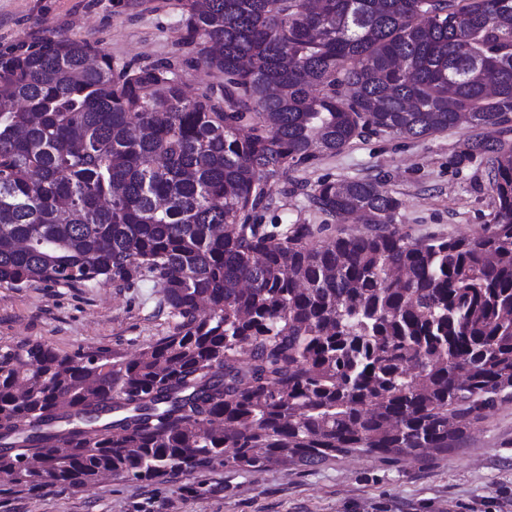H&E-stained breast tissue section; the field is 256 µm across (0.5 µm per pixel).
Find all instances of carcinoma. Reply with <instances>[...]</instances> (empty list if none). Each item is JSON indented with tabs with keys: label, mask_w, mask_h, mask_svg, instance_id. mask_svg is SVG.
Returning a JSON list of instances; mask_svg holds the SVG:
<instances>
[{
	"label": "carcinoma",
	"mask_w": 512,
	"mask_h": 512,
	"mask_svg": "<svg viewBox=\"0 0 512 512\" xmlns=\"http://www.w3.org/2000/svg\"><path fill=\"white\" fill-rule=\"evenodd\" d=\"M184 58L119 66L56 36L0 54V285L145 275L179 318L138 357L0 354V478L80 488L448 452L512 402V144L493 217L416 240L373 179L256 223L281 170L372 129L512 128V0H181ZM98 57L92 64L89 58ZM222 81L196 95L181 67Z\"/></svg>",
	"instance_id": "carcinoma-1"
}]
</instances>
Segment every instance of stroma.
<instances>
[{
    "instance_id": "1",
    "label": "stroma",
    "mask_w": 512,
    "mask_h": 512,
    "mask_svg": "<svg viewBox=\"0 0 512 512\" xmlns=\"http://www.w3.org/2000/svg\"><path fill=\"white\" fill-rule=\"evenodd\" d=\"M179 0H0V52L61 35L134 65L178 57ZM494 128H451L418 140L365 131L340 153L284 170L269 184L262 224H316L324 242L341 226L309 201L325 180L384 181L401 201L397 223L414 238L475 236L489 223L492 192L482 156L464 140ZM176 324L156 279L132 286L100 279L75 287L0 285V350L41 343L54 351L137 356ZM0 512H512V403L487 411L448 453L339 457L315 468L201 470L152 483L107 477L81 488L0 482Z\"/></svg>"
}]
</instances>
